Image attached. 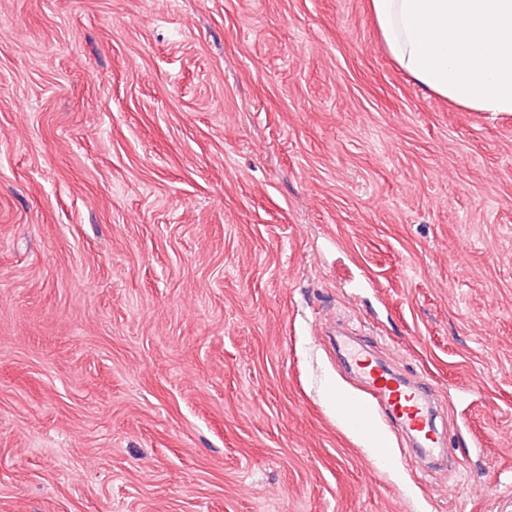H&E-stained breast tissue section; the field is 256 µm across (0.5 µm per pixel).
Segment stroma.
<instances>
[{"label": "stroma", "mask_w": 512, "mask_h": 512, "mask_svg": "<svg viewBox=\"0 0 512 512\" xmlns=\"http://www.w3.org/2000/svg\"><path fill=\"white\" fill-rule=\"evenodd\" d=\"M338 320L455 472L339 419ZM0 512H512V115L369 0H0Z\"/></svg>", "instance_id": "1"}]
</instances>
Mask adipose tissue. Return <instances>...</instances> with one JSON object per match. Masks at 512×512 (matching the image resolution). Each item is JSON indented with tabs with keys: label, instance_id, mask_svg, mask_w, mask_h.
Instances as JSON below:
<instances>
[{
	"label": "adipose tissue",
	"instance_id": "adipose-tissue-1",
	"mask_svg": "<svg viewBox=\"0 0 512 512\" xmlns=\"http://www.w3.org/2000/svg\"><path fill=\"white\" fill-rule=\"evenodd\" d=\"M384 46L415 82L473 112L512 114V0H370Z\"/></svg>",
	"mask_w": 512,
	"mask_h": 512
}]
</instances>
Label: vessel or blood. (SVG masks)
Masks as SVG:
<instances>
[{
  "label": "vessel or blood",
  "instance_id": "1",
  "mask_svg": "<svg viewBox=\"0 0 512 512\" xmlns=\"http://www.w3.org/2000/svg\"><path fill=\"white\" fill-rule=\"evenodd\" d=\"M350 355L369 385V397L363 400L344 390H336L329 399L335 405L337 415L349 419L365 433L373 428V411L381 410L387 419L416 440L420 456H440L443 441L435 427L436 410L430 380L425 377L413 382L405 380L396 372L374 363L360 349L351 350Z\"/></svg>",
  "mask_w": 512,
  "mask_h": 512
}]
</instances>
